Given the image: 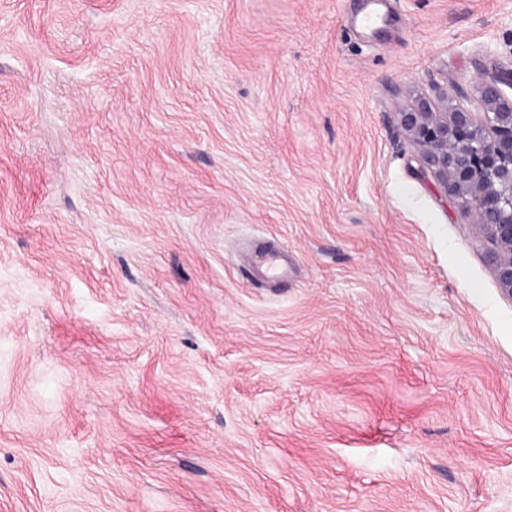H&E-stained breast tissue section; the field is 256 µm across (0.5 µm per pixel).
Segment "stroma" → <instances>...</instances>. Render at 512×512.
<instances>
[{
	"instance_id": "1",
	"label": "stroma",
	"mask_w": 512,
	"mask_h": 512,
	"mask_svg": "<svg viewBox=\"0 0 512 512\" xmlns=\"http://www.w3.org/2000/svg\"><path fill=\"white\" fill-rule=\"evenodd\" d=\"M387 7L0 0V512H512V299L398 120L512 0ZM252 265L260 269L266 279L274 284L288 282L291 267V259L288 249L283 247H265L253 251Z\"/></svg>"
}]
</instances>
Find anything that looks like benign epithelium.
Masks as SVG:
<instances>
[{"mask_svg":"<svg viewBox=\"0 0 512 512\" xmlns=\"http://www.w3.org/2000/svg\"><path fill=\"white\" fill-rule=\"evenodd\" d=\"M448 106L423 98L398 113L424 175L470 211L497 283L512 299V73H479Z\"/></svg>","mask_w":512,"mask_h":512,"instance_id":"1","label":"benign epithelium"}]
</instances>
